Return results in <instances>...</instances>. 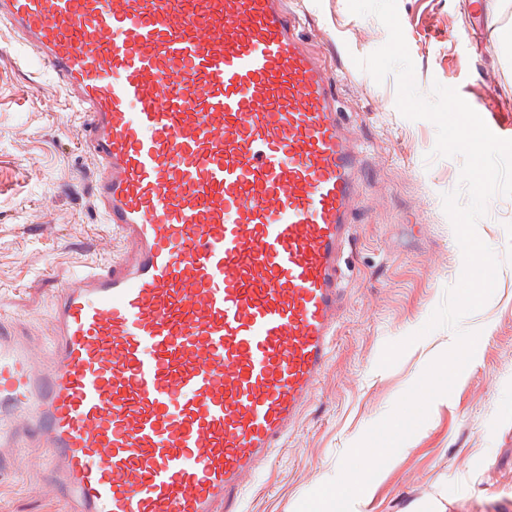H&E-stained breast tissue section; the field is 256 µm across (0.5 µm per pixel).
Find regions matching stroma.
Masks as SVG:
<instances>
[{
  "instance_id": "stroma-1",
  "label": "stroma",
  "mask_w": 512,
  "mask_h": 512,
  "mask_svg": "<svg viewBox=\"0 0 512 512\" xmlns=\"http://www.w3.org/2000/svg\"><path fill=\"white\" fill-rule=\"evenodd\" d=\"M299 34L332 76L339 110L363 147L343 305L333 356L276 450L248 481L243 512H296L338 476L345 453L385 417L428 365L455 342L440 328L379 368L385 346L419 332L463 270L442 196L457 188L462 157L433 156L437 131L397 106L395 76L376 83L359 69L388 39L348 0H286ZM415 80L488 105L486 122L512 140V0H397ZM81 118L60 85L34 67L0 23V324L41 341L59 288L91 260L121 258L127 244L104 223L92 194L97 162ZM500 262L487 303L460 327L479 332L474 357L448 396L356 499L353 512H512V198L494 196L476 226ZM0 512H62L47 486L43 449H4Z\"/></svg>"
}]
</instances>
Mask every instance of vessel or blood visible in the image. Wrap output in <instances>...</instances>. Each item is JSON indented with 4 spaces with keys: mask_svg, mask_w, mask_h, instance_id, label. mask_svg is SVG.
Wrapping results in <instances>:
<instances>
[{
    "mask_svg": "<svg viewBox=\"0 0 512 512\" xmlns=\"http://www.w3.org/2000/svg\"><path fill=\"white\" fill-rule=\"evenodd\" d=\"M64 88L131 251L40 348L0 329V447L66 512H242L326 369L360 152L283 0H0Z\"/></svg>",
    "mask_w": 512,
    "mask_h": 512,
    "instance_id": "obj_1",
    "label": "vessel or blood"
}]
</instances>
